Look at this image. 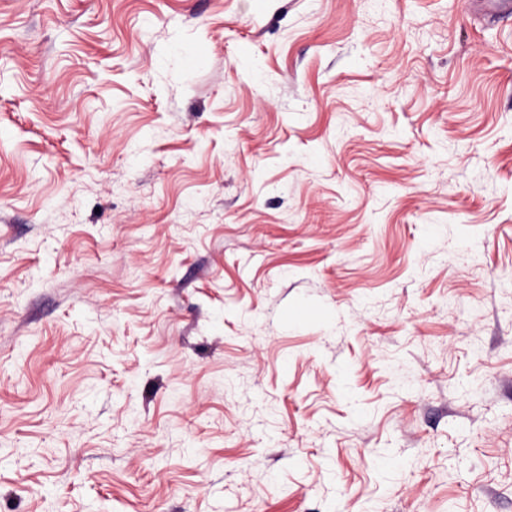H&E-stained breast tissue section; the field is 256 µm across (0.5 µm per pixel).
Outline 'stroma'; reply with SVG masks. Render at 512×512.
Listing matches in <instances>:
<instances>
[{
	"instance_id": "obj_1",
	"label": "stroma",
	"mask_w": 512,
	"mask_h": 512,
	"mask_svg": "<svg viewBox=\"0 0 512 512\" xmlns=\"http://www.w3.org/2000/svg\"><path fill=\"white\" fill-rule=\"evenodd\" d=\"M0 0V512H512V16Z\"/></svg>"
}]
</instances>
